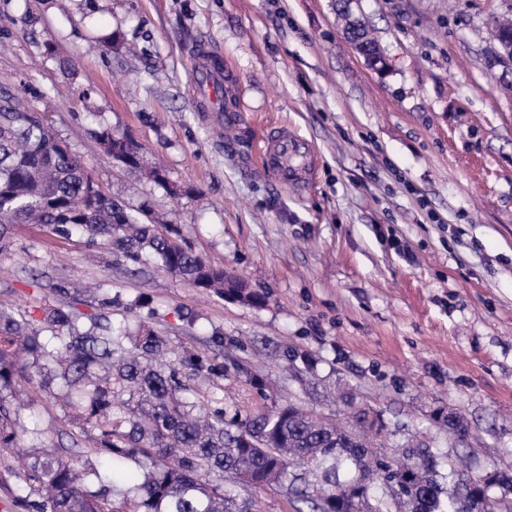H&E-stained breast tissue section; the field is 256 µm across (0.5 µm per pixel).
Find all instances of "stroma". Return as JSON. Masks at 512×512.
I'll list each match as a JSON object with an SVG mask.
<instances>
[{
  "instance_id": "stroma-1",
  "label": "stroma",
  "mask_w": 512,
  "mask_h": 512,
  "mask_svg": "<svg viewBox=\"0 0 512 512\" xmlns=\"http://www.w3.org/2000/svg\"><path fill=\"white\" fill-rule=\"evenodd\" d=\"M352 10L384 71L345 41L336 0H0V86L105 193L149 204L267 295L205 296L155 263L22 224L0 252V303L59 304L57 283L110 282L113 322H146L174 355L222 354L223 377L197 383L211 405L339 419L350 399L382 414L390 446L417 439L512 477V76L487 64L512 0ZM201 41L234 67L239 122L193 105ZM103 127L145 145L170 188L115 163ZM280 127L314 149L309 186L254 166V140ZM448 410L469 420L468 446L449 441Z\"/></svg>"
}]
</instances>
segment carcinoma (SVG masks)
<instances>
[{
    "instance_id": "cac0c4a2",
    "label": "carcinoma",
    "mask_w": 512,
    "mask_h": 512,
    "mask_svg": "<svg viewBox=\"0 0 512 512\" xmlns=\"http://www.w3.org/2000/svg\"><path fill=\"white\" fill-rule=\"evenodd\" d=\"M338 11L371 57L383 50L368 25ZM107 154L131 151L136 168L158 185L141 147L102 129ZM25 99L0 92V251L18 224H40L56 236L75 233L123 257L153 261L180 280L224 298L260 306L266 295L238 275L183 246L176 224H157L151 210L128 207L105 193L82 162ZM102 311L39 303L0 304V452L27 448L16 476L0 483L15 512H253L243 488H274L300 504L296 512H389L384 494L404 497L403 512H482L512 478L496 470L466 474L417 442L410 462L355 444L348 429L294 404L255 416L224 419V408L201 400L190 380L224 369L185 352L167 363L163 337L148 326L130 336L112 322L109 289ZM50 389L79 424L69 443L48 445L37 421L21 420L14 401L25 390ZM448 434L470 435L463 416L446 418ZM93 448H81L82 439Z\"/></svg>"
}]
</instances>
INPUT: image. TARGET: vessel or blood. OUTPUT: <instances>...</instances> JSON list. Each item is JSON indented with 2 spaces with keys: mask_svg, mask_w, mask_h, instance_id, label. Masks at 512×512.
<instances>
[{
  "mask_svg": "<svg viewBox=\"0 0 512 512\" xmlns=\"http://www.w3.org/2000/svg\"><path fill=\"white\" fill-rule=\"evenodd\" d=\"M232 80L220 51L209 43H201L192 77L198 107L205 112L229 111L227 88ZM257 155L261 171L287 187L299 186L302 176L313 175L316 169L310 144L285 128L262 139Z\"/></svg>",
  "mask_w": 512,
  "mask_h": 512,
  "instance_id": "obj_1",
  "label": "vessel or blood"
}]
</instances>
